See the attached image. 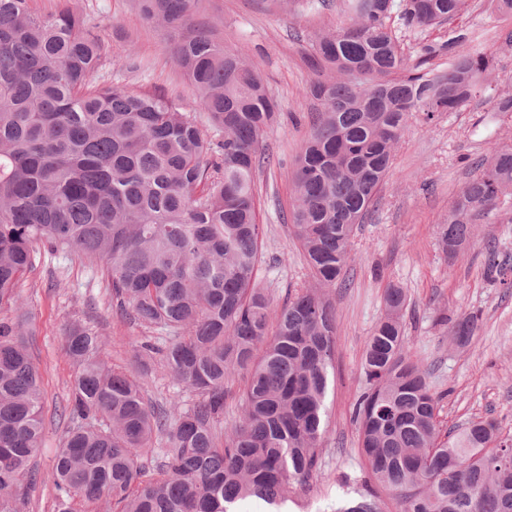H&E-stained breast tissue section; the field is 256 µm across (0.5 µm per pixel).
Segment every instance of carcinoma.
<instances>
[{"label":"carcinoma","mask_w":512,"mask_h":512,"mask_svg":"<svg viewBox=\"0 0 512 512\" xmlns=\"http://www.w3.org/2000/svg\"><path fill=\"white\" fill-rule=\"evenodd\" d=\"M136 6L182 33L174 61L190 105L98 81L112 47L66 6L41 14L31 0H0V306L18 311L0 319V512H18L37 482L42 389L18 285L42 249L101 265L122 313L160 333L131 343L133 374L100 358L104 340L88 328L63 336L76 373L46 478L54 512H73L76 498L118 512H238L247 500L281 512L317 471L327 431L336 310L325 290L345 281L356 226L375 210L404 131L477 99L511 115L512 94L467 32L448 29L446 44L415 59L398 37L451 23L471 0H345L342 20L304 38L325 72L310 86L321 109L291 171L289 221L310 281L278 307L256 282L255 183L278 105L254 63L196 24L198 0ZM510 202L511 145L473 166L438 226L448 262L478 218ZM383 302L352 411L371 477L397 512H512V443L492 420L442 432L439 398L407 346L405 289L389 286ZM478 321L459 317L457 344ZM153 354L196 393L187 409L146 399ZM236 374L246 377L240 418L224 432ZM355 494L334 512H383Z\"/></svg>","instance_id":"cac0c4a2"}]
</instances>
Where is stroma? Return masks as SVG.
<instances>
[{"label":"stroma","instance_id":"1","mask_svg":"<svg viewBox=\"0 0 512 512\" xmlns=\"http://www.w3.org/2000/svg\"><path fill=\"white\" fill-rule=\"evenodd\" d=\"M327 2L318 13L307 9L306 0H290L282 8L271 0L200 3V22L225 46L244 50L257 63L278 104L279 123L261 142L269 162L257 175L264 227L257 282L278 305L307 279L303 256L283 217L293 200V161L310 132L307 115L318 106L309 93L316 72L299 39L335 21L341 0ZM68 5L111 45L107 79L190 100L191 86L174 63L166 32L146 23L132 0H68ZM494 26L510 29L512 17L497 14L489 0H473L471 12L452 25L476 32ZM449 28L409 34L405 42L417 56L424 45L445 41ZM495 144L512 145V118L485 100L441 113L432 124H413L402 139L375 212L355 231L346 284L330 294L336 306V360L326 397L321 466L288 512H329L330 502L344 491L343 477H366L351 413L364 390L366 340L384 314L383 293L392 283L408 294V345L440 398L443 430L492 419L501 438H512V271L506 282L490 279L485 249L492 242L499 254L512 257V207L479 220L471 246L455 263L447 262L436 241L437 226L466 183L470 164ZM21 300L31 316L28 348L42 381L44 428L34 463L45 475L68 425L60 412L75 366L63 347L66 328L79 323L102 336V359L122 369L129 366L131 340L151 339L152 332L122 315L104 286L100 266L61 252L37 253L22 280ZM471 311L480 316L478 329L469 344L457 345L448 321ZM148 381L147 395L155 404L176 400L186 407L195 399L173 382L160 358H153Z\"/></svg>","mask_w":512,"mask_h":512}]
</instances>
